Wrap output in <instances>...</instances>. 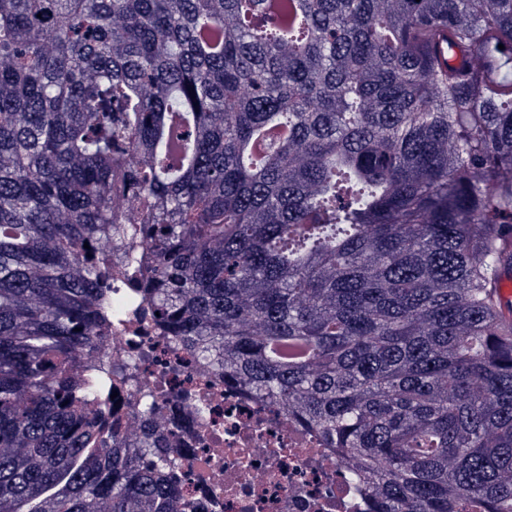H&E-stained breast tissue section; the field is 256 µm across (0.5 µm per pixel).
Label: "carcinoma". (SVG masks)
<instances>
[{
    "label": "carcinoma",
    "instance_id": "1",
    "mask_svg": "<svg viewBox=\"0 0 512 512\" xmlns=\"http://www.w3.org/2000/svg\"><path fill=\"white\" fill-rule=\"evenodd\" d=\"M507 269L512 0H0V512H185L144 303L369 512H512ZM129 378H118L112 384V391H117L118 396L112 399V428L121 430L127 422L129 405L132 400L134 387Z\"/></svg>",
    "mask_w": 512,
    "mask_h": 512
}]
</instances>
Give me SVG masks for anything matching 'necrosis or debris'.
<instances>
[{
  "label": "necrosis or debris",
  "mask_w": 512,
  "mask_h": 512,
  "mask_svg": "<svg viewBox=\"0 0 512 512\" xmlns=\"http://www.w3.org/2000/svg\"><path fill=\"white\" fill-rule=\"evenodd\" d=\"M112 328L140 382L164 393L162 430L179 451L174 478L189 512H367L335 451L286 411L200 370L188 352L167 346L152 319L117 318ZM197 396L212 406L207 417L192 409Z\"/></svg>",
  "instance_id": "1"
}]
</instances>
